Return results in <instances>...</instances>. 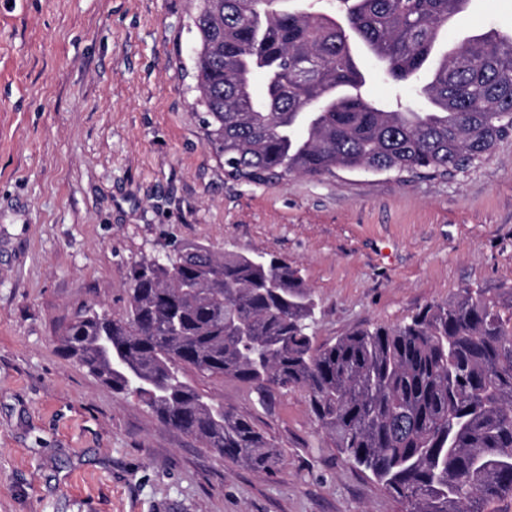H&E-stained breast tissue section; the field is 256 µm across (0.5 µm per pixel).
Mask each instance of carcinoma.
<instances>
[{
  "label": "carcinoma",
  "instance_id": "carcinoma-1",
  "mask_svg": "<svg viewBox=\"0 0 512 512\" xmlns=\"http://www.w3.org/2000/svg\"><path fill=\"white\" fill-rule=\"evenodd\" d=\"M281 2L199 0L192 17L200 121L228 175H446L512 136V33L441 51V33L470 0H336L339 19ZM361 53L396 84L428 70L415 90L427 110L370 99ZM127 280L123 313L85 310L65 327L62 349L214 454L279 471V448L193 387L187 369L249 384L261 406L274 388L303 390L340 454L403 512H489L512 495V288L504 298L465 287L408 322L317 345L311 290L269 254L184 243L133 262Z\"/></svg>",
  "mask_w": 512,
  "mask_h": 512
}]
</instances>
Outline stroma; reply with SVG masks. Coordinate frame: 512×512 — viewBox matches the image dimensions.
<instances>
[{
	"label": "stroma",
	"instance_id": "35a3bbf8",
	"mask_svg": "<svg viewBox=\"0 0 512 512\" xmlns=\"http://www.w3.org/2000/svg\"><path fill=\"white\" fill-rule=\"evenodd\" d=\"M198 0H0V512H401L322 433L303 391L249 416L277 474L215 457L62 349L85 308L118 314L127 270L186 242L300 269L312 333L398 324L460 288L512 287V137L447 177L343 169L253 184L207 145L194 90ZM512 31V0H471L443 43Z\"/></svg>",
	"mask_w": 512,
	"mask_h": 512
}]
</instances>
